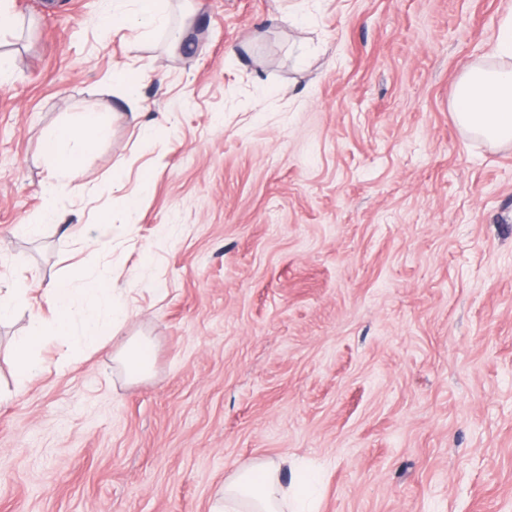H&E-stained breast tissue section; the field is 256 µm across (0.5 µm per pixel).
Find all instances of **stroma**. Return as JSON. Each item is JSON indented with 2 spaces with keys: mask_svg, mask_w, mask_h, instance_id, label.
<instances>
[{
  "mask_svg": "<svg viewBox=\"0 0 512 512\" xmlns=\"http://www.w3.org/2000/svg\"><path fill=\"white\" fill-rule=\"evenodd\" d=\"M108 7L0 0V288L31 299L0 325V512H211L267 459L319 472L318 512H512V145L448 110L512 0H195L106 37ZM122 65L158 73L137 118ZM88 108L82 189L21 236L45 132ZM81 266L127 321L18 388L31 306ZM118 360L132 381L141 380L152 373L151 345L143 339L130 338L118 354Z\"/></svg>",
  "mask_w": 512,
  "mask_h": 512,
  "instance_id": "stroma-1",
  "label": "stroma"
}]
</instances>
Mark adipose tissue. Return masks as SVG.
<instances>
[{"instance_id":"obj_1","label":"adipose tissue","mask_w":512,"mask_h":512,"mask_svg":"<svg viewBox=\"0 0 512 512\" xmlns=\"http://www.w3.org/2000/svg\"><path fill=\"white\" fill-rule=\"evenodd\" d=\"M134 10L113 6L100 19L104 30L137 23L149 30L166 29L170 23L164 0H134ZM450 112L466 133L487 143L512 145V12L500 21L496 41L481 60L469 63L456 81ZM108 122L103 113L87 110L51 128L44 137L45 153L53 167L54 180L46 184L44 222L56 217L55 197L60 187L77 181L87 148L85 135L105 134ZM82 302L84 315L75 319L74 304ZM47 311H33L28 336L16 345L15 373L19 384L32 381L38 370L33 351L36 345L56 340L70 348L100 346L121 327L127 313L112 292V275L106 270H79L75 277L52 281L46 295ZM314 474L294 472L284 479L275 461L242 465L225 483L221 503L212 512H280L287 496L298 501L310 497Z\"/></svg>"}]
</instances>
